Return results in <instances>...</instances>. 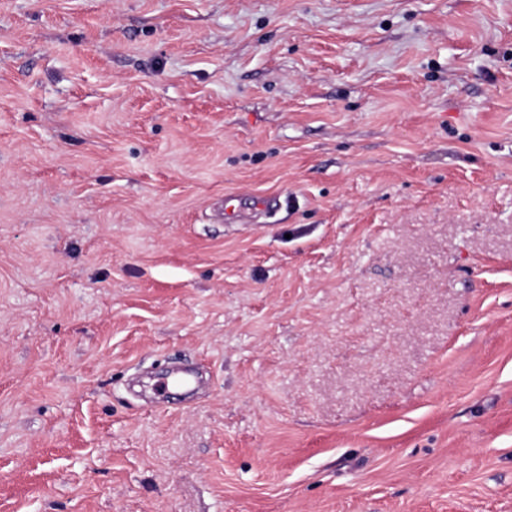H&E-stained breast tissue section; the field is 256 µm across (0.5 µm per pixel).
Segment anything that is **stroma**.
Instances as JSON below:
<instances>
[{"mask_svg":"<svg viewBox=\"0 0 512 512\" xmlns=\"http://www.w3.org/2000/svg\"><path fill=\"white\" fill-rule=\"evenodd\" d=\"M0 512H512V0H0Z\"/></svg>","mask_w":512,"mask_h":512,"instance_id":"obj_1","label":"stroma"}]
</instances>
